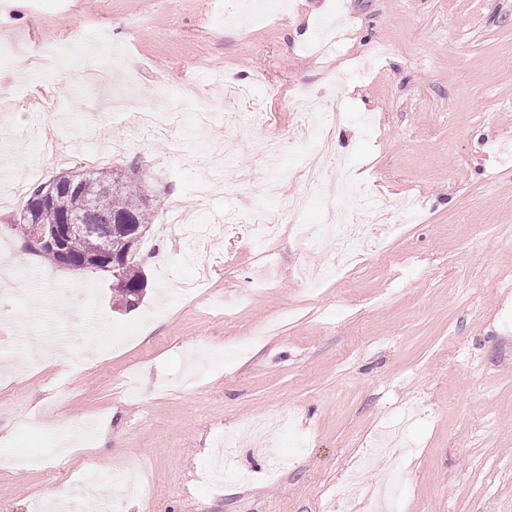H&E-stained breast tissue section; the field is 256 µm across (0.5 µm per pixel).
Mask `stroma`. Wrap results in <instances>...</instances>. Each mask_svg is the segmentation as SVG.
<instances>
[{"mask_svg":"<svg viewBox=\"0 0 512 512\" xmlns=\"http://www.w3.org/2000/svg\"><path fill=\"white\" fill-rule=\"evenodd\" d=\"M223 0H0V163L14 180L88 169L82 129L125 141L109 168L137 171L151 202L179 199L197 224L222 230L203 248L204 287L173 226L154 220L141 245L138 309L112 299L110 274L64 276L12 231L21 205L0 206V235L22 253L21 286L0 282V508L100 512L72 499L90 464L92 488L116 512H332L348 474L370 456L366 484L401 475L396 512H512V0H263L260 18L227 24ZM110 30L115 58L94 50ZM74 48L66 74L43 71L38 45ZM233 78L265 101L262 127L224 122L201 77ZM137 89L136 110L169 95L208 97L204 134L231 145L213 170L190 126L158 140L112 120L107 88ZM328 99L345 120L330 158L419 216L395 214L381 245L343 279L307 289L294 273L324 253L309 232L342 223L335 170L312 192L304 228L284 226L264 249L246 215L277 206L235 182L307 190L310 145L295 128L296 91ZM281 144L279 162L263 153ZM56 153L22 168L34 143ZM220 180L206 202L197 181ZM167 250L165 266L151 264ZM280 415L278 436L255 428ZM237 437L242 480H203L217 434ZM40 456L21 467L17 456Z\"/></svg>","mask_w":512,"mask_h":512,"instance_id":"1","label":"stroma"}]
</instances>
